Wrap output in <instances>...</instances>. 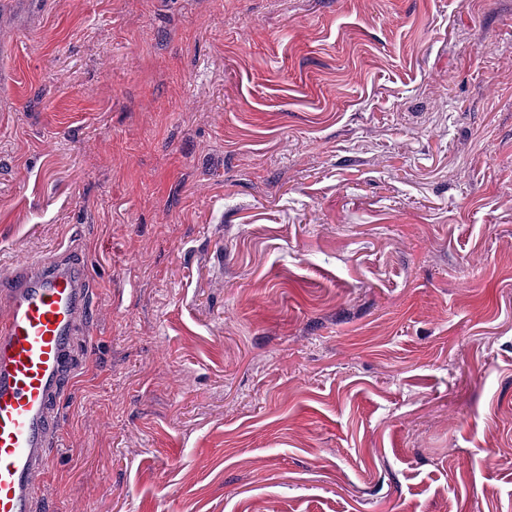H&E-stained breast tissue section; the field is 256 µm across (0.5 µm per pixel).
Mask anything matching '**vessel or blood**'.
<instances>
[{
    "mask_svg": "<svg viewBox=\"0 0 512 512\" xmlns=\"http://www.w3.org/2000/svg\"><path fill=\"white\" fill-rule=\"evenodd\" d=\"M91 305L83 258L65 253L0 273V512H35Z\"/></svg>",
    "mask_w": 512,
    "mask_h": 512,
    "instance_id": "1",
    "label": "vessel or blood"
}]
</instances>
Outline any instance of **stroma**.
I'll use <instances>...</instances> for the list:
<instances>
[{
    "mask_svg": "<svg viewBox=\"0 0 512 512\" xmlns=\"http://www.w3.org/2000/svg\"><path fill=\"white\" fill-rule=\"evenodd\" d=\"M62 246L38 512H512V0H0V271Z\"/></svg>",
    "mask_w": 512,
    "mask_h": 512,
    "instance_id": "1",
    "label": "stroma"
}]
</instances>
